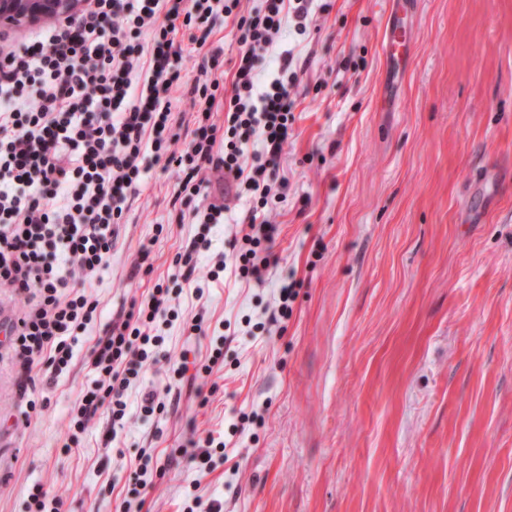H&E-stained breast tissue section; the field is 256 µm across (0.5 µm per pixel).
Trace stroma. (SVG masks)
Here are the masks:
<instances>
[{
  "label": "stroma",
  "mask_w": 512,
  "mask_h": 512,
  "mask_svg": "<svg viewBox=\"0 0 512 512\" xmlns=\"http://www.w3.org/2000/svg\"><path fill=\"white\" fill-rule=\"evenodd\" d=\"M311 31L286 25L298 73L293 136L271 203L279 262L263 282L202 280L154 323L156 362L131 387L124 426L100 411L63 450L66 414L97 374L90 351L122 305L167 284L201 233L176 223L174 173L152 169L91 293L101 315L28 419L0 359V512L41 485L64 512H512V0H412L405 66L385 55L386 0H324ZM213 226L227 253L249 216L230 195ZM152 270L131 277L141 245ZM301 288L277 317L286 277ZM203 316L205 334L188 325ZM263 332H255L256 323ZM223 364L179 379L181 353ZM209 395L199 406L190 387ZM180 392L145 413L150 390ZM212 435L201 473L182 447ZM152 463L140 486L132 473Z\"/></svg>",
  "instance_id": "35a3bbf8"
}]
</instances>
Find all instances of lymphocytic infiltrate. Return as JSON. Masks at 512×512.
Wrapping results in <instances>:
<instances>
[{
  "mask_svg": "<svg viewBox=\"0 0 512 512\" xmlns=\"http://www.w3.org/2000/svg\"><path fill=\"white\" fill-rule=\"evenodd\" d=\"M314 0H87L65 21L19 45H0V288L22 311L6 350L27 416L35 369L58 376L98 315L86 283L108 266L118 225L150 166L174 172L178 223L220 224L213 177L248 187L261 206L284 189L278 171L295 121L293 54L260 79L287 19L307 33ZM231 25L238 45L225 68L212 38ZM275 227L251 214L232 273L263 281L277 259ZM170 299L155 286L121 308L89 356L97 374L68 417L75 444L103 409H128L132 380L162 345L152 325Z\"/></svg>",
  "mask_w": 512,
  "mask_h": 512,
  "instance_id": "1",
  "label": "lymphocytic infiltrate"
}]
</instances>
